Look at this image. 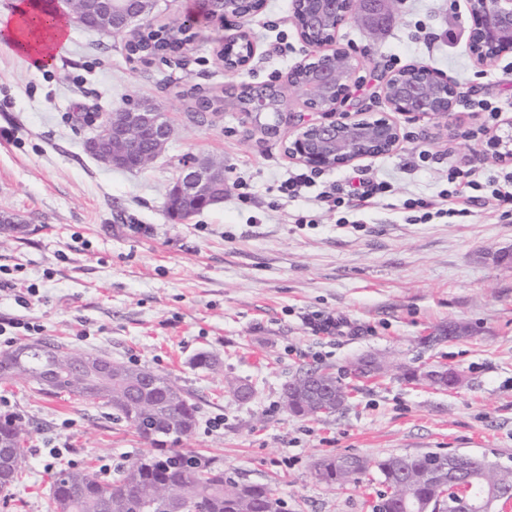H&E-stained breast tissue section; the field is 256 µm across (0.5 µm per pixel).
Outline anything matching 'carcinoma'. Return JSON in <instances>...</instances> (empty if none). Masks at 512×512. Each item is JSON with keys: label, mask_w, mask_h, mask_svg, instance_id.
<instances>
[{"label": "carcinoma", "mask_w": 512, "mask_h": 512, "mask_svg": "<svg viewBox=\"0 0 512 512\" xmlns=\"http://www.w3.org/2000/svg\"><path fill=\"white\" fill-rule=\"evenodd\" d=\"M189 41L185 31L164 26L136 38L135 49L144 56L163 54L167 49ZM189 112L200 119L224 110V93L189 94ZM92 353H72L50 340H35L15 349L0 352V379L24 380L49 394H74L81 399L101 402L116 418L125 420L153 447L154 452L138 458L122 469L115 479L101 480L93 473L65 469L58 472L46 512H141L155 493L183 501L195 512H268L269 504L282 502L276 486L270 483L232 482L224 479V469L207 462L177 444L196 425L199 407L192 396L169 377L148 366L131 367L113 362V374L106 382L85 380L79 373L83 360ZM391 371L407 380L437 389H447L457 381V372L447 366L436 371L437 377L421 373L414 366L382 360L368 370H353L363 380ZM334 392L342 397L349 391L336 376L326 370L299 371L282 387L284 411L299 418H314L336 412L335 405H314L305 388ZM24 428L13 417L0 418V446L14 449L13 476L27 466L22 448ZM438 454H405L371 462L357 455H338L319 460L316 474L328 486L356 483L375 467L387 491L381 494L375 512H419V504L432 499L442 504V512H479L486 492L501 487L512 488V468L484 470L477 463H467L470 481L448 491V485L426 477Z\"/></svg>", "instance_id": "1"}]
</instances>
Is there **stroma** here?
Returning a JSON list of instances; mask_svg holds the SVG:
<instances>
[{
    "mask_svg": "<svg viewBox=\"0 0 512 512\" xmlns=\"http://www.w3.org/2000/svg\"><path fill=\"white\" fill-rule=\"evenodd\" d=\"M243 25L257 52L236 74L217 56L223 27L203 18L184 55L163 64L130 60L125 35L74 20L48 66L0 44V216L26 227L0 232V276L39 289L23 305L0 287L8 326L0 351L51 339L171 377L200 407L182 447L228 480L275 484L285 512H372L384 489L378 471L330 490L311 467L324 456L450 451L512 467V262L502 260L512 255V218L479 205L463 219L415 224L404 206L409 197L436 198L449 166L500 168L479 131L482 113L456 106L445 118L396 115L398 148L360 162L392 192L341 224V211L319 195L351 169L314 171L290 159L291 120L267 137L243 112L203 123L188 112L191 90L283 81L310 55L291 0H265ZM470 27L468 0H398L380 29L345 26L338 42L360 65L343 111L389 114L381 75L424 65L472 98L495 101L491 135L512 138V53L478 67ZM139 99L174 127L158 157L123 171L87 154L98 115ZM190 157L223 161L224 200L178 221L167 215L166 195ZM297 174L308 175V186L284 195L281 185ZM320 316L335 319V333L316 329ZM24 322L39 332L21 330ZM451 322L467 323L470 337L420 345ZM201 351L222 373L193 367ZM369 353L447 365L462 383L434 389L391 375L362 383L350 363ZM310 367L351 387L336 414L302 419L282 409L284 382ZM228 377L249 383L252 400L237 401ZM9 414L27 425L29 465L10 494L0 493V512H45L60 469L111 479L152 451L108 407L28 383L0 381V416Z\"/></svg>",
    "mask_w": 512,
    "mask_h": 512,
    "instance_id": "obj_1",
    "label": "stroma"
}]
</instances>
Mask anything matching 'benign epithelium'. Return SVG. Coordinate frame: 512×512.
Here are the masks:
<instances>
[{"label": "benign epithelium", "instance_id": "benign-epithelium-1", "mask_svg": "<svg viewBox=\"0 0 512 512\" xmlns=\"http://www.w3.org/2000/svg\"><path fill=\"white\" fill-rule=\"evenodd\" d=\"M54 9L62 10L80 22L87 19L83 0H47ZM241 0H195V13L178 19L184 29H191L196 18L206 17L229 26L238 23L236 33L224 43L247 41L248 31L240 22L251 17L238 10ZM396 0H293L302 6L304 25L297 27L300 39L311 48V61L296 67L288 76V84L275 82L247 85L230 97L228 105L237 108L238 100H247L246 113L257 117L273 116L264 132L277 135L284 113L291 111L290 97H295L307 112L322 119L295 126L286 145L292 159L315 170L353 164L361 159L392 152L400 141V129L389 117L373 121L353 118L339 112L351 98L359 59L337 45L340 30L356 15L370 29L384 25ZM154 0H95L92 14L96 27L113 34L128 35L139 29V22L153 11ZM473 25L469 42L476 64L487 67L512 51V0H469ZM332 27L331 39L313 41L311 32ZM383 94L391 109L401 115L446 117L458 96V89L429 67L415 68L404 75L390 74L383 84ZM173 135V126L165 114L149 101L128 104L105 113L97 134L85 149L99 162L120 169L146 167L161 153ZM150 148L144 149V141ZM224 169L211 159L191 157L183 162L181 173L168 190L167 198L177 201L185 219L200 209L223 201L218 186ZM112 363L99 359L88 361L83 373L93 379L110 377ZM14 453L0 446V485L9 482ZM461 474L456 462L432 472L430 478L455 484Z\"/></svg>", "mask_w": 512, "mask_h": 512}]
</instances>
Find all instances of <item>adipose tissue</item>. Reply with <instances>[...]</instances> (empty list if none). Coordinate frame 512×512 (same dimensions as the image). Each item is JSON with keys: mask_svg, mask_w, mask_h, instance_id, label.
<instances>
[{"mask_svg": "<svg viewBox=\"0 0 512 512\" xmlns=\"http://www.w3.org/2000/svg\"><path fill=\"white\" fill-rule=\"evenodd\" d=\"M37 0H22L15 18L0 23V39L16 50L34 57L36 64L52 62L63 46L61 39L64 22L60 19L39 17Z\"/></svg>", "mask_w": 512, "mask_h": 512, "instance_id": "adipose-tissue-1", "label": "adipose tissue"}]
</instances>
